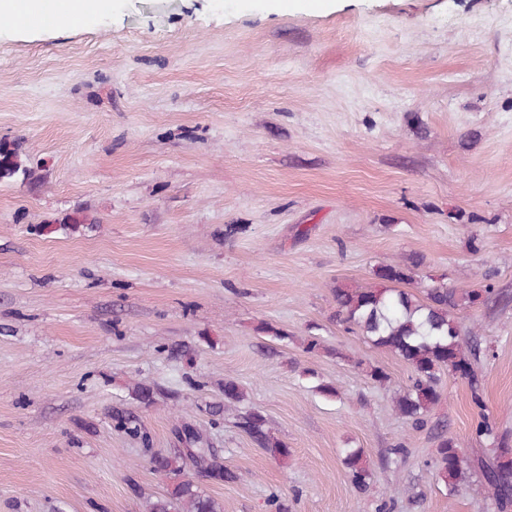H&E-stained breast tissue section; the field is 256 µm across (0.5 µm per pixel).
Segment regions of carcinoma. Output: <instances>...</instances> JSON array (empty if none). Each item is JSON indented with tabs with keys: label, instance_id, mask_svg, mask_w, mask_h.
I'll return each mask as SVG.
<instances>
[{
	"label": "carcinoma",
	"instance_id": "1",
	"mask_svg": "<svg viewBox=\"0 0 512 512\" xmlns=\"http://www.w3.org/2000/svg\"><path fill=\"white\" fill-rule=\"evenodd\" d=\"M18 177L34 181L37 174L23 163L18 144L0 141V182ZM421 264V257L411 256L403 263L383 265L375 272L379 287L343 285L337 287L334 294L336 318L341 323L411 366L409 384L397 395L396 408L402 417L416 425L426 422V413L439 400V374L444 369L450 377L461 369L466 370L472 403L480 410L484 408L475 366L485 355V350L476 339L465 344L461 342L457 313L500 297L490 283L477 289H462L441 279L427 286L423 299L419 300L397 285L412 282ZM239 426L252 443L271 456L288 457V448L269 431L260 412L243 413ZM475 435L494 442L501 440V435L482 412ZM345 461L353 484L359 488L367 486L369 470L363 461L362 450L347 449ZM153 463L157 470L175 478V482L169 496L149 502V512H220L212 497L200 491L192 481L180 478L186 469V458L182 454L155 455ZM432 466L448 487V496L457 495L467 470L477 468L492 498L505 509L512 506V456L508 452L498 454L493 466L484 465L480 459L466 464L455 439L442 434Z\"/></svg>",
	"mask_w": 512,
	"mask_h": 512
}]
</instances>
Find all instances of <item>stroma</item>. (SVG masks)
<instances>
[{
    "mask_svg": "<svg viewBox=\"0 0 512 512\" xmlns=\"http://www.w3.org/2000/svg\"><path fill=\"white\" fill-rule=\"evenodd\" d=\"M3 140L40 179L0 184V512H146L172 484L150 457L188 427L233 474L187 466L224 512H499L480 472L452 497L427 467L433 432L393 408L408 364L336 323L333 290L417 254L414 294L442 277L512 295V0L3 19ZM78 210L89 223H65ZM460 322L487 349L483 412L512 435V302ZM439 391L430 420L493 458L468 381ZM249 410L287 460L238 427ZM362 450L359 448H349L346 450L345 461L350 469L351 481L358 488L367 487L369 470L363 461Z\"/></svg>",
    "mask_w": 512,
    "mask_h": 512,
    "instance_id": "1",
    "label": "stroma"
}]
</instances>
